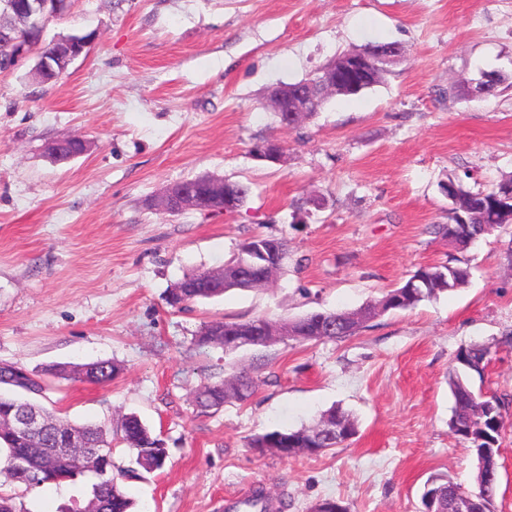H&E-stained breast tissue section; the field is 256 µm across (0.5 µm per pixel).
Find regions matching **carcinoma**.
Returning <instances> with one entry per match:
<instances>
[{"mask_svg":"<svg viewBox=\"0 0 512 512\" xmlns=\"http://www.w3.org/2000/svg\"><path fill=\"white\" fill-rule=\"evenodd\" d=\"M452 191L448 196V223L434 224L431 233L448 238L455 237V245L466 249L484 235L501 227L497 213L490 205H483V192H473L453 178H448ZM267 241L276 251L280 260L288 254V240L266 235H254L247 239L238 255L224 265V287L215 288L211 277L206 272H189L180 280L182 288H171L167 295V304L173 308H187L190 304L204 299H212L230 289H245L244 282L238 278L241 261L250 247L260 241ZM470 278L469 267L459 263L429 265L419 268L401 286L387 291L381 299L366 304V308L378 306L394 310H406L416 307L420 302L434 298L442 293L464 287ZM279 320L266 316H257L246 321L233 319L214 320L204 323L196 343L201 346H220L227 348L232 342L238 347L249 346V342L258 338L264 325H274ZM334 326L327 338L330 340L353 336L363 325L355 323L346 312L314 311L295 318L293 326L294 339L299 342L321 339L320 329L326 325ZM489 361V350L482 345H471L461 350L456 356V365L449 371L450 387L454 408L450 421L457 427V434L466 443L468 450L475 448H497L503 428L504 417L512 399L507 396H491L493 414H488L483 400L475 394L472 380L482 376ZM21 369L16 363L0 365V386H6L0 392V419L12 415L16 408L17 378L14 370ZM120 372L119 366L110 360H98L79 366H53L42 373L30 374L29 386L35 395L43 394L49 388V379L66 376L74 381L108 385ZM237 388L228 391V383L220 380L203 384L195 395V404L202 410L218 409L230 399L240 402L248 400L254 393L256 383L248 374L235 377ZM50 420V429L43 435V452L30 458L29 467L37 474L36 482H31L29 475L18 474L10 470L9 460L24 448L20 438L11 430H0V477L7 485H23L27 489L41 487L45 484H76L83 482L90 486L89 506L100 512H134L135 502L118 484L113 475L112 446L107 444L106 429L96 423L73 424L52 412H46ZM74 431L87 442L107 445L106 456L102 458L100 469L85 471L77 465L75 459L55 451L54 435L59 431ZM357 434L355 421L339 408L333 407L322 413L318 421L297 430H273L253 437L248 443L250 448L272 447L279 438L287 440L288 456L304 453L306 448H323L331 450L351 440ZM117 439L125 444L130 452L133 466L124 474L138 476V470L148 473L164 468L168 450L161 439L153 436L150 428L134 414L124 417ZM498 480H486L476 486L482 495L487 512H495V495Z\"/></svg>","mask_w":512,"mask_h":512,"instance_id":"1","label":"carcinoma"}]
</instances>
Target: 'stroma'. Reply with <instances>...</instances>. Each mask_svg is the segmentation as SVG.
<instances>
[{"label": "stroma", "instance_id": "obj_1", "mask_svg": "<svg viewBox=\"0 0 512 512\" xmlns=\"http://www.w3.org/2000/svg\"><path fill=\"white\" fill-rule=\"evenodd\" d=\"M92 31L57 83H36L31 58L0 71V364L120 365L106 386L52 379L41 403L111 430L135 413L162 439L164 469L121 482L139 512H224L257 490L278 512L326 498L348 512H420L428 479L473 488V458L448 427V371L484 345L475 388L512 395V225L464 251L427 227L448 221V178L477 191L512 174V88L453 91L512 75V0H74L46 35ZM374 43L397 44L402 59L372 88L331 97L294 128L266 106L271 85ZM74 135L84 155L46 157L45 141ZM270 139L287 149L282 164L254 153ZM206 174L249 184L246 205L154 207L166 186ZM257 234L288 240L270 286L167 305L185 273L222 268ZM457 258L471 268L464 288L344 339L195 344L211 320L356 310ZM243 371L251 399L197 409L201 384ZM333 407L358 430L340 447L279 458L247 446ZM500 443L497 512H512V409ZM22 499L59 512L89 494L46 485Z\"/></svg>", "mask_w": 512, "mask_h": 512}]
</instances>
